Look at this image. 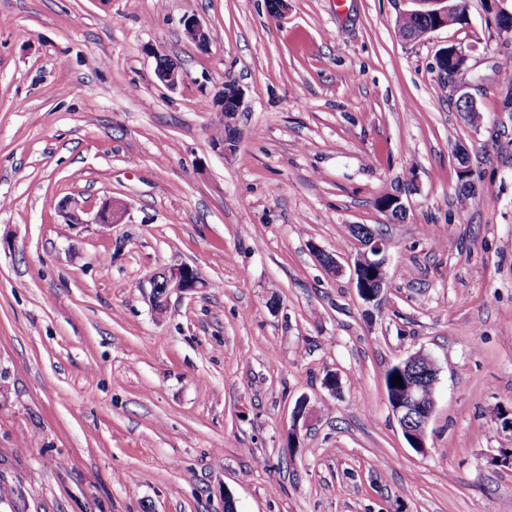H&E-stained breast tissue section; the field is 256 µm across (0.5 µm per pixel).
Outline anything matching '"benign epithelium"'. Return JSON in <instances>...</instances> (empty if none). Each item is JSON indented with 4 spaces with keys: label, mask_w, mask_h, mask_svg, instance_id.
<instances>
[{
    "label": "benign epithelium",
    "mask_w": 512,
    "mask_h": 512,
    "mask_svg": "<svg viewBox=\"0 0 512 512\" xmlns=\"http://www.w3.org/2000/svg\"><path fill=\"white\" fill-rule=\"evenodd\" d=\"M418 8L401 15V20L409 22L423 17H431L435 24L425 31L430 34L447 27L448 13L453 10L452 0H414ZM186 37L198 46L209 42L208 31L202 22L195 16H187L183 20ZM471 47L452 43L441 49L436 57V68L446 76L454 69H470ZM155 77L166 88L175 90L183 84L188 74L176 62L165 55L155 57ZM449 85L460 93L459 102L462 111L472 118L479 117L480 112L476 103L465 93L466 86L449 82ZM243 103V91L236 84L224 85L220 94V112L214 121V126L223 128L229 126V119L233 118ZM379 208L389 216L406 214V205L403 201V192L389 193L386 199H379ZM125 215V207L113 200L105 201L94 217V223L102 226H111L121 223ZM361 238L362 251L359 252L351 265L352 280L355 283L360 298L367 304L380 306L386 298L388 289L387 280V244L372 232L355 229ZM151 292L149 301L152 306L166 301L168 294L173 291L192 290L199 286L201 279L195 269L182 264L170 267L162 272L155 273L149 278ZM428 355L417 353L408 359L396 364V368L403 377L404 393L393 392L389 398V406L396 418L403 435L408 443L419 453L427 452V427L433 412L434 401H424L421 396L422 389L434 392L437 382V369H432L422 376H407V371Z\"/></svg>",
    "instance_id": "1"
}]
</instances>
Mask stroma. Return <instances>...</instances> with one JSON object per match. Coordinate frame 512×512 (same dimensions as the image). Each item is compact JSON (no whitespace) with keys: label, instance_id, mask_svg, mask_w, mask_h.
I'll list each match as a JSON object with an SVG mask.
<instances>
[{"label":"stroma","instance_id":"obj_1","mask_svg":"<svg viewBox=\"0 0 512 512\" xmlns=\"http://www.w3.org/2000/svg\"><path fill=\"white\" fill-rule=\"evenodd\" d=\"M493 4L406 42L412 0H0V512H512L490 463L512 448V42ZM451 43L479 122L437 72ZM158 53L187 71L177 90ZM228 83L246 95L221 156ZM399 183L395 221L378 201ZM110 198L126 213L103 228ZM354 224L388 245L379 308L351 279ZM181 264L202 287L156 313L149 277ZM419 352L438 370L424 454L385 387ZM154 74L169 90L177 89L188 78L187 72L166 55H156Z\"/></svg>","mask_w":512,"mask_h":512}]
</instances>
